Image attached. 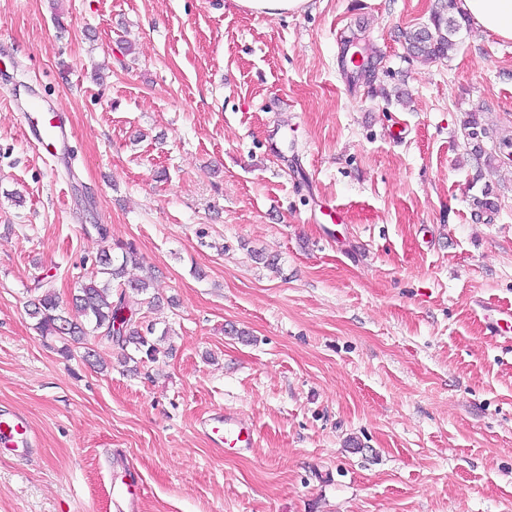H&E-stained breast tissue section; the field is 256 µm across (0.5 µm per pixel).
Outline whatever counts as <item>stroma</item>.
<instances>
[{"label":"stroma","instance_id":"stroma-1","mask_svg":"<svg viewBox=\"0 0 512 512\" xmlns=\"http://www.w3.org/2000/svg\"><path fill=\"white\" fill-rule=\"evenodd\" d=\"M435 6L0 0V414L35 441L0 450V512H117L127 467L139 512H512V346L487 331L512 308V161L462 135L477 112L512 136V42L467 25L405 61ZM357 30L383 57L369 84L341 66ZM33 103L72 131L56 159L25 134ZM477 174L498 212L475 211ZM118 241L173 352L132 368L103 347L101 372L27 306L46 276L70 299ZM218 409L253 448L201 432ZM241 11L256 17H288L307 10L310 0H225ZM116 480L112 486V500L118 512L124 511L134 512L136 510L137 501L141 497V489L143 482L137 469H129L120 482L116 484Z\"/></svg>","mask_w":512,"mask_h":512}]
</instances>
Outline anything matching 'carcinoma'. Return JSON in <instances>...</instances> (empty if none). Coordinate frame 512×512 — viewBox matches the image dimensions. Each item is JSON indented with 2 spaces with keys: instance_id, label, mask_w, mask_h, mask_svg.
<instances>
[{
  "instance_id": "carcinoma-1",
  "label": "carcinoma",
  "mask_w": 512,
  "mask_h": 512,
  "mask_svg": "<svg viewBox=\"0 0 512 512\" xmlns=\"http://www.w3.org/2000/svg\"><path fill=\"white\" fill-rule=\"evenodd\" d=\"M463 24L465 20L457 12L456 0H438L429 23L402 32L408 55L423 61L446 58L455 46L453 37ZM344 46L343 72L349 81L365 73L374 75L373 65L379 57L366 38L354 33ZM462 128L469 153L475 159L483 158L489 165L498 153L512 155V138L507 136L494 142L492 150H486L485 141L491 135L478 113H469ZM473 205L485 212L498 210L487 186L473 196ZM113 249L116 253L103 250L95 257L89 278L67 302L56 292L53 281L39 280L37 286L41 293L30 303L28 314L35 320L40 336L63 341L61 353L66 356L71 355V344H80L92 335L117 347L121 364L157 363L170 352L164 346L170 328L159 332L156 322L141 316L143 306L155 307L160 303L158 297L149 293L152 277H127L128 267L140 264L134 243L117 242Z\"/></svg>"
}]
</instances>
